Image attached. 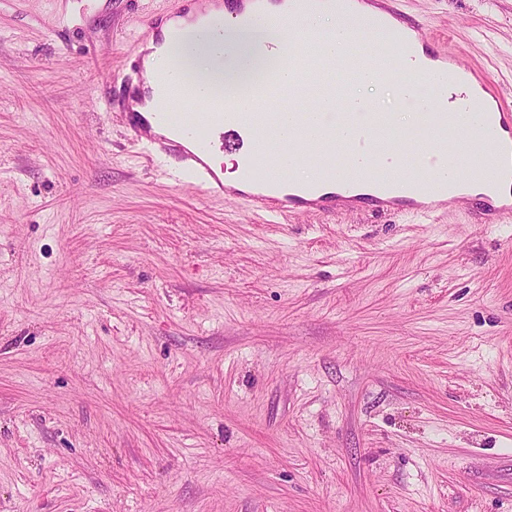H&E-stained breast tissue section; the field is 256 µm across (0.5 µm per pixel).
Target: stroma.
<instances>
[{
  "label": "stroma",
  "mask_w": 512,
  "mask_h": 512,
  "mask_svg": "<svg viewBox=\"0 0 512 512\" xmlns=\"http://www.w3.org/2000/svg\"><path fill=\"white\" fill-rule=\"evenodd\" d=\"M512 102V0H397ZM181 0H0V512H512V223H283L108 95Z\"/></svg>",
  "instance_id": "obj_1"
}]
</instances>
